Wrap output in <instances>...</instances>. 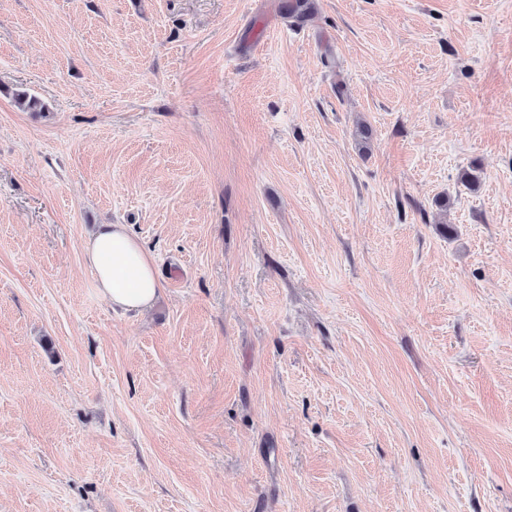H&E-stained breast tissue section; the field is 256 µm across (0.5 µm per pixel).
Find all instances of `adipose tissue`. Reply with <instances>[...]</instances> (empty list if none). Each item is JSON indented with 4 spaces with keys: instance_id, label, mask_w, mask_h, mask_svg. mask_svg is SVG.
<instances>
[{
    "instance_id": "adipose-tissue-1",
    "label": "adipose tissue",
    "mask_w": 512,
    "mask_h": 512,
    "mask_svg": "<svg viewBox=\"0 0 512 512\" xmlns=\"http://www.w3.org/2000/svg\"><path fill=\"white\" fill-rule=\"evenodd\" d=\"M82 252L112 308L138 312L154 303L161 291L154 261L125 225H101L84 240Z\"/></svg>"
}]
</instances>
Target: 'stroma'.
I'll return each instance as SVG.
<instances>
[{
	"label": "stroma",
	"instance_id": "1",
	"mask_svg": "<svg viewBox=\"0 0 512 512\" xmlns=\"http://www.w3.org/2000/svg\"><path fill=\"white\" fill-rule=\"evenodd\" d=\"M289 2L0 0V512H512V0ZM82 252L112 308L138 312L154 303L162 289L154 261L125 225L102 224L84 240Z\"/></svg>",
	"mask_w": 512,
	"mask_h": 512
}]
</instances>
